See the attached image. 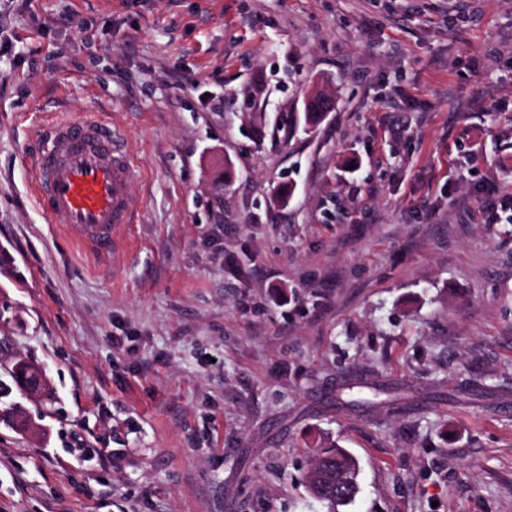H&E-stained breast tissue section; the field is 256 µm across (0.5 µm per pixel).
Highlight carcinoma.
Instances as JSON below:
<instances>
[{
	"label": "carcinoma",
	"mask_w": 512,
	"mask_h": 512,
	"mask_svg": "<svg viewBox=\"0 0 512 512\" xmlns=\"http://www.w3.org/2000/svg\"><path fill=\"white\" fill-rule=\"evenodd\" d=\"M332 98L318 93L306 104L305 125L319 122L330 110ZM11 377L14 384L28 393L49 394V388L41 370L20 360L13 365ZM314 467L322 475L319 482L318 500L333 506L349 504L358 492L357 466L353 457L341 448L328 446L315 449Z\"/></svg>",
	"instance_id": "carcinoma-1"
}]
</instances>
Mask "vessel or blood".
<instances>
[{
	"mask_svg": "<svg viewBox=\"0 0 512 512\" xmlns=\"http://www.w3.org/2000/svg\"><path fill=\"white\" fill-rule=\"evenodd\" d=\"M24 161L45 219L97 260L109 259L142 206L132 192L142 168L123 130L98 116L49 118Z\"/></svg>",
	"mask_w": 512,
	"mask_h": 512,
	"instance_id": "1",
	"label": "vessel or blood"
}]
</instances>
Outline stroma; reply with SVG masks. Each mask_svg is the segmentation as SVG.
<instances>
[{
	"instance_id": "obj_1",
	"label": "stroma",
	"mask_w": 512,
	"mask_h": 512,
	"mask_svg": "<svg viewBox=\"0 0 512 512\" xmlns=\"http://www.w3.org/2000/svg\"><path fill=\"white\" fill-rule=\"evenodd\" d=\"M90 111L144 169L103 264L22 161ZM492 184L512 0H0V512H328L326 443L359 466L339 512H512ZM332 105V98L326 93H318L313 96L306 104L305 125H315L319 122L326 112H329ZM11 377L14 384L22 391L32 394H50L42 371L26 361L19 360L13 365Z\"/></svg>"
}]
</instances>
